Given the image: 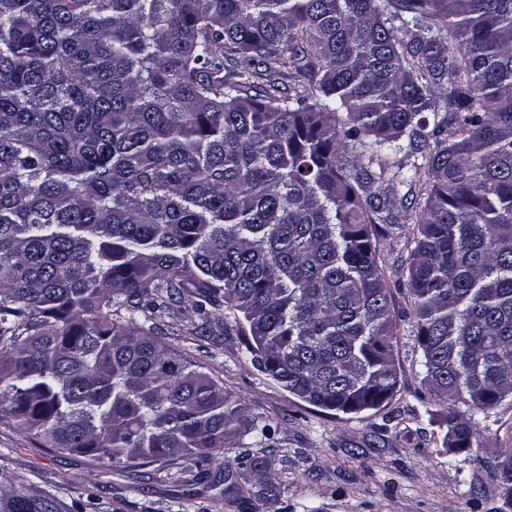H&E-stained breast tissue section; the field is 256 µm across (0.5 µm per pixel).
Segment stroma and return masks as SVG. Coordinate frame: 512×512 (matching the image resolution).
Here are the masks:
<instances>
[{"label": "stroma", "instance_id": "obj_1", "mask_svg": "<svg viewBox=\"0 0 512 512\" xmlns=\"http://www.w3.org/2000/svg\"><path fill=\"white\" fill-rule=\"evenodd\" d=\"M414 216L376 228L380 264L394 300L398 383L381 406L357 414L328 411L288 393L258 372L245 351L232 312L219 310L223 335L196 336L191 309L160 324L159 338L204 367L251 413L272 425L269 441L252 445L266 457L280 487L276 512H512L505 490L487 463L512 432V402L494 409L466 449L443 444V406L434 401L416 340L407 290ZM206 475L194 479L192 471ZM0 472L31 494L50 492L69 512H265L258 499L224 491L217 462L181 458L145 465L92 466L83 457L39 448L0 425Z\"/></svg>", "mask_w": 512, "mask_h": 512}]
</instances>
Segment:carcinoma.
Here are the masks:
<instances>
[{"mask_svg":"<svg viewBox=\"0 0 512 512\" xmlns=\"http://www.w3.org/2000/svg\"><path fill=\"white\" fill-rule=\"evenodd\" d=\"M289 69L309 88L282 92ZM422 180L407 287L468 448L512 399V0H0V424L91 464L222 456L224 492L256 473L273 504L265 459L226 456L271 425L155 322L189 304L211 335L224 306L288 393L380 406L374 228ZM491 468L512 488V447Z\"/></svg>","mask_w":512,"mask_h":512,"instance_id":"1","label":"carcinoma"}]
</instances>
